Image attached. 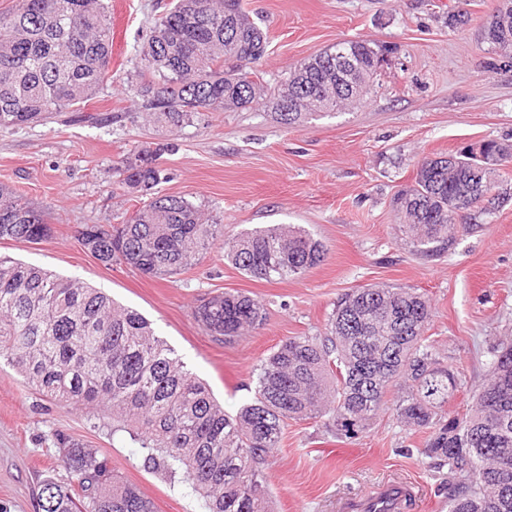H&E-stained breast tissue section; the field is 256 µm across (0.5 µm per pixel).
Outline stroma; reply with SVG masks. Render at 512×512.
<instances>
[{
  "mask_svg": "<svg viewBox=\"0 0 512 512\" xmlns=\"http://www.w3.org/2000/svg\"><path fill=\"white\" fill-rule=\"evenodd\" d=\"M166 0H109L112 80L82 117L0 129V184L45 208L53 237L41 244L0 241V255L77 278L151 321L156 333L206 382L227 414L249 402L253 371L275 346L294 336H323L339 298L368 285L412 288L429 299L427 334L460 387L448 412L460 415L486 384L491 351L512 336V166L501 171L505 201L476 218L439 259L406 246L392 206L417 164L486 138L512 142V69L487 65L479 27L498 0H469L466 25L448 26L456 0H242L270 39L259 71L276 84L295 66L343 39L397 45L393 62L368 94L337 113L285 125L266 105L201 112L167 131L145 118L136 90L140 48ZM159 143L164 194L205 204L224 236L197 264L165 278L104 265L78 241L87 224H119L142 197L120 186L123 156ZM271 224H298L328 249L304 275L252 279L224 258V243ZM240 292L261 301L265 319L250 336L220 342L192 311L213 294ZM398 389L353 438L321 420L292 421L279 448L262 464L273 512H341L350 498L402 481L414 495L407 512H448V469L423 454L426 433L397 422ZM63 431L98 450L114 474L135 485L157 512H202L180 484L143 463L144 449L111 418L101 427L30 390L0 366V512H38L46 478L68 472L52 440Z\"/></svg>",
  "mask_w": 512,
  "mask_h": 512,
  "instance_id": "obj_1",
  "label": "stroma"
}]
</instances>
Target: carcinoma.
<instances>
[{
    "label": "carcinoma",
    "instance_id": "carcinoma-1",
    "mask_svg": "<svg viewBox=\"0 0 512 512\" xmlns=\"http://www.w3.org/2000/svg\"><path fill=\"white\" fill-rule=\"evenodd\" d=\"M373 68L367 39L340 42ZM267 33L242 0H172L140 49L142 107L156 124L178 128L197 112L249 108L260 80L254 68L266 54ZM112 16L106 0H15L0 13V127L46 120L93 99L112 79ZM300 89L301 111L286 115L284 86ZM336 63L328 50L304 61L273 88L267 103L293 125L338 107ZM426 157L413 184L400 190L406 245L421 258L447 254L468 224L448 218L453 200L471 191L481 205L483 177L463 161ZM117 170L122 185L148 196L123 224L86 225L78 240L97 260L123 263L161 278L193 265L220 233L221 220L184 196L156 191L165 174L149 148L127 154ZM52 236L39 207L0 186V240L39 244ZM226 258L260 280L298 277L325 261L327 249L292 224L244 232ZM433 311L421 293L405 288H359L337 302L329 335L294 336L266 355L253 372L254 396L234 416L224 413L201 380L135 310L77 279L0 257V361L38 393L60 405L112 414V432H125L147 451L144 463L199 495L204 512H270L259 465L279 447L290 420L325 418L341 435L363 431L391 388L403 395L397 419L427 430V457L448 466V512H512V342L492 351L490 378L470 409L448 415L458 390L455 371L441 361L425 331ZM216 340L231 341L260 326L263 304L218 293L194 311ZM69 479H46L40 512H156L151 500L115 478L105 459L64 432L53 434ZM468 463L474 482L458 476Z\"/></svg>",
    "mask_w": 512,
    "mask_h": 512
}]
</instances>
